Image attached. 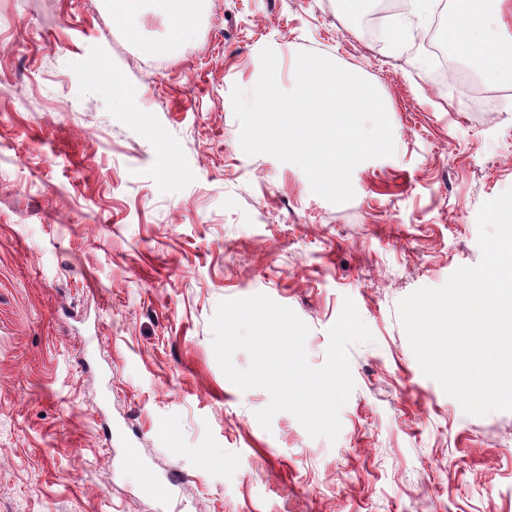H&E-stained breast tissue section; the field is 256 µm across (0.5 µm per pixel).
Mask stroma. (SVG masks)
Listing matches in <instances>:
<instances>
[{
	"label": "stroma",
	"instance_id": "1",
	"mask_svg": "<svg viewBox=\"0 0 512 512\" xmlns=\"http://www.w3.org/2000/svg\"><path fill=\"white\" fill-rule=\"evenodd\" d=\"M439 2L377 39L339 0H198L173 43L153 0L134 35L108 0H0V512H512V411L466 414L397 313L480 262L478 211L512 188V80L451 92ZM266 47L282 89L309 50L380 94L395 153L352 200L243 151L231 93ZM259 293L315 367L345 300L370 329L336 442L263 429L268 393L219 367L218 303Z\"/></svg>",
	"mask_w": 512,
	"mask_h": 512
}]
</instances>
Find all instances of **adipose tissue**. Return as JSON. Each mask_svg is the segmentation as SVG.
<instances>
[{
	"mask_svg": "<svg viewBox=\"0 0 512 512\" xmlns=\"http://www.w3.org/2000/svg\"><path fill=\"white\" fill-rule=\"evenodd\" d=\"M512 0H453V20L444 31L449 45L462 52L491 83L512 77Z\"/></svg>",
	"mask_w": 512,
	"mask_h": 512,
	"instance_id": "adipose-tissue-1",
	"label": "adipose tissue"
}]
</instances>
